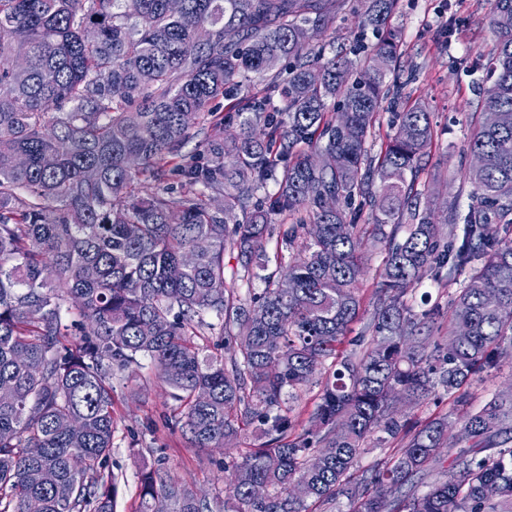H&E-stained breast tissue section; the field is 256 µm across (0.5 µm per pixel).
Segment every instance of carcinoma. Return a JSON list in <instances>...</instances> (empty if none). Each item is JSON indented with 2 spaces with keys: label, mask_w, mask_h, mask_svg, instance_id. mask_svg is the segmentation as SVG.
Returning <instances> with one entry per match:
<instances>
[{
  "label": "carcinoma",
  "mask_w": 512,
  "mask_h": 512,
  "mask_svg": "<svg viewBox=\"0 0 512 512\" xmlns=\"http://www.w3.org/2000/svg\"><path fill=\"white\" fill-rule=\"evenodd\" d=\"M167 2L0 0V512H27L33 500L41 512H114L112 375L143 359L173 390L172 418L193 447L222 448L247 425L265 442L232 462L223 498L143 466L137 512H154L159 498L171 512H309L339 496L350 512H512L511 393L417 425L394 404L438 386L453 393L512 353V0H492L493 84L469 143L483 165L463 169L469 203L450 205L442 224L419 181L434 138L424 104L400 113L371 154L383 101L397 104L416 79L386 29L397 0H368L361 23L377 42L362 63L312 45L348 0H183L178 15ZM226 30L238 39L224 42ZM286 58L281 106L241 99L238 135L212 139L173 196L164 169L190 117ZM303 145L337 164L314 167ZM271 179L278 190L255 199ZM209 191L224 192L222 211ZM280 215L295 220L281 237L295 254L262 275ZM367 236L385 251L374 338L343 350L361 309ZM188 250L195 263L173 277ZM227 252L242 279L263 283L247 300L228 286ZM427 277L458 285L448 340L429 353L443 312L407 299ZM489 291L499 307L486 304ZM207 315L234 343L227 359L198 343ZM462 324L469 335L457 341ZM317 378L315 428L298 433L292 402ZM457 426L469 448L412 492ZM371 440L388 455L355 478ZM296 481L307 499L290 496ZM256 484L266 498L251 497Z\"/></svg>",
  "instance_id": "obj_1"
}]
</instances>
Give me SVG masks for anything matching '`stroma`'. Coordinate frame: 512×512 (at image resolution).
Listing matches in <instances>:
<instances>
[{"mask_svg": "<svg viewBox=\"0 0 512 512\" xmlns=\"http://www.w3.org/2000/svg\"><path fill=\"white\" fill-rule=\"evenodd\" d=\"M490 11V0H398L388 22L398 34L403 62L419 68L416 80L405 89L407 99L425 103L433 114L436 136L421 158V179L434 187V201L441 208L453 200L467 205L472 190L470 183L461 178L460 168L471 160L470 130L478 121V103L489 86L488 64L496 46ZM317 41L330 48L350 50L373 44L375 37L347 8L338 13ZM207 131L206 120L197 119L191 138L169 164L166 185L173 194L183 191L184 166L206 162ZM383 256L381 246L365 241L360 253L362 314L351 326L353 335L373 336L367 324L377 285L383 278ZM112 386L116 428L107 467L119 477L116 512H135L141 463L164 458L171 477L210 497L224 493L229 486L225 462L260 442L258 431L250 427L241 433L234 448L192 447L180 428L164 424L173 401L161 378L127 371L115 375Z\"/></svg>", "mask_w": 512, "mask_h": 512, "instance_id": "obj_1", "label": "stroma"}]
</instances>
